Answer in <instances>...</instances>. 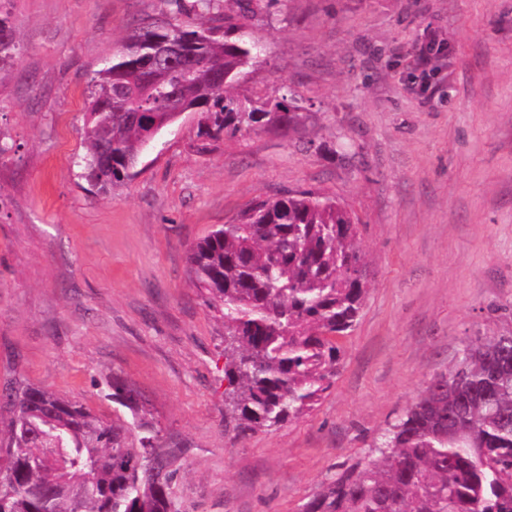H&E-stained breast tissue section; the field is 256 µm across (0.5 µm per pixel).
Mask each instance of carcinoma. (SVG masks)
Here are the masks:
<instances>
[{"instance_id": "cac0c4a2", "label": "carcinoma", "mask_w": 512, "mask_h": 512, "mask_svg": "<svg viewBox=\"0 0 512 512\" xmlns=\"http://www.w3.org/2000/svg\"><path fill=\"white\" fill-rule=\"evenodd\" d=\"M168 2L174 14L128 35L88 82L82 162L104 193L126 183L127 166L180 110L199 113L207 139L303 120L294 97L235 94L261 63L244 29L263 0H230L222 25L206 21L222 0ZM160 43L190 59L152 60ZM15 54L0 16V70ZM357 238L339 201L297 191L254 203L191 248L193 281L224 318V405L239 433L299 419L333 386L338 338L355 327L370 285ZM107 387L138 421L137 444L125 423L80 402L18 382L0 392V512H177L169 465L178 449L157 460L158 434L139 416L134 389L118 376ZM374 451L331 476L300 512H512V332L465 345Z\"/></svg>"}]
</instances>
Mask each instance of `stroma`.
<instances>
[{
    "label": "stroma",
    "mask_w": 512,
    "mask_h": 512,
    "mask_svg": "<svg viewBox=\"0 0 512 512\" xmlns=\"http://www.w3.org/2000/svg\"><path fill=\"white\" fill-rule=\"evenodd\" d=\"M165 0H0V388L83 401L120 376L172 468L178 512H299L479 336L512 332V0H277L249 20L242 92L299 99L304 124L205 140L187 112L127 184L82 174L90 78ZM439 51L415 68L427 34ZM359 219L373 281L336 382L304 417L224 418V319L191 246L289 191ZM16 49L12 27L6 18L0 16V71L14 59Z\"/></svg>",
    "instance_id": "35a3bbf8"
}]
</instances>
